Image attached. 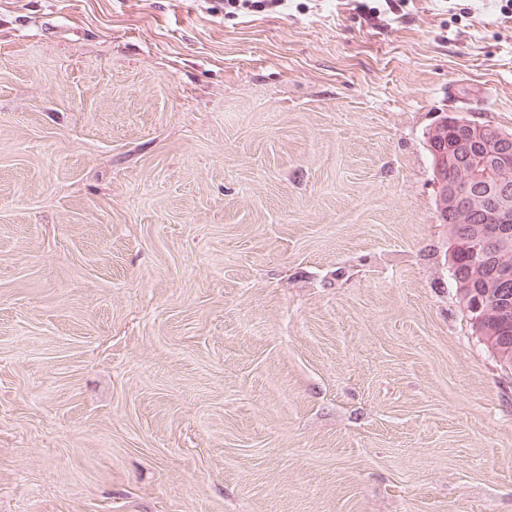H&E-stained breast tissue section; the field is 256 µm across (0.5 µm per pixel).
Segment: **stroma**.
Masks as SVG:
<instances>
[{"label": "stroma", "instance_id": "35a3bbf8", "mask_svg": "<svg viewBox=\"0 0 512 512\" xmlns=\"http://www.w3.org/2000/svg\"><path fill=\"white\" fill-rule=\"evenodd\" d=\"M448 116L512 0H0V512H512ZM288 0H224V15L236 14L237 11L249 10L260 12L282 7Z\"/></svg>", "mask_w": 512, "mask_h": 512}]
</instances>
